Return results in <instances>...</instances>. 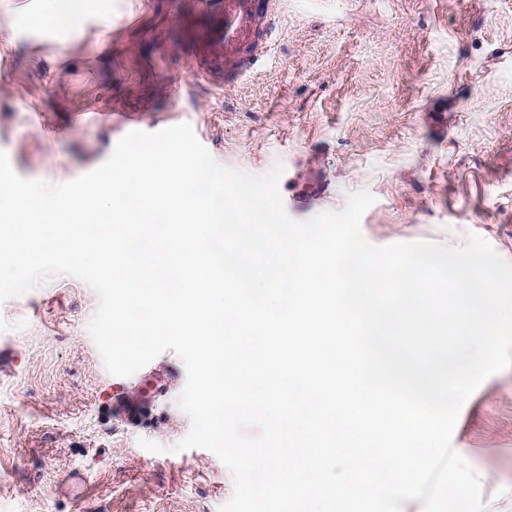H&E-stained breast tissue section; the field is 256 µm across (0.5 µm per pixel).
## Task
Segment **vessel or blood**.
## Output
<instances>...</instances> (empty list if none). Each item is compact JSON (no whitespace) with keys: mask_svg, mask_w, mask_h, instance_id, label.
<instances>
[{"mask_svg":"<svg viewBox=\"0 0 512 512\" xmlns=\"http://www.w3.org/2000/svg\"><path fill=\"white\" fill-rule=\"evenodd\" d=\"M217 5L213 26L203 32L200 42L207 66L196 69L198 78L211 77V67L222 64L224 81L237 83L261 67L268 47L274 45L281 29L285 0H205Z\"/></svg>","mask_w":512,"mask_h":512,"instance_id":"vessel-or-blood-1","label":"vessel or blood"}]
</instances>
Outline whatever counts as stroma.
<instances>
[{
	"instance_id": "obj_1",
	"label": "stroma",
	"mask_w": 512,
	"mask_h": 512,
	"mask_svg": "<svg viewBox=\"0 0 512 512\" xmlns=\"http://www.w3.org/2000/svg\"><path fill=\"white\" fill-rule=\"evenodd\" d=\"M54 0H0V151L52 185L102 164L125 136L190 124L220 165H282L304 222L375 199V246L476 235L512 265V0H288L265 68L228 89L194 80L198 0H90L70 30ZM98 294L58 275L0 303V512H219L233 476L191 429L166 351L109 374L88 331ZM148 439L163 445L154 453ZM512 487V366L464 403L452 436Z\"/></svg>"
}]
</instances>
